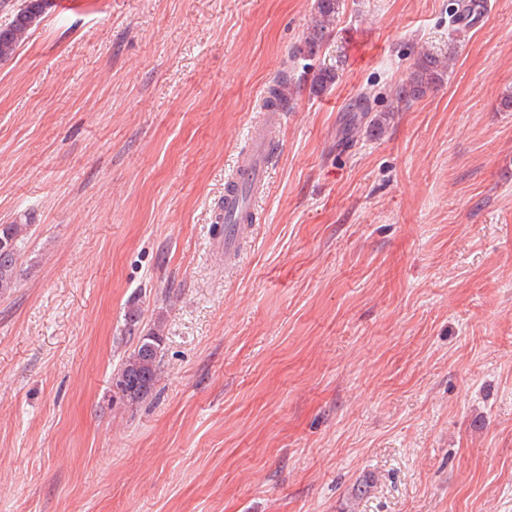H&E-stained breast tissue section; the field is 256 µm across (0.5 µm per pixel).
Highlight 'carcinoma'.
Returning <instances> with one entry per match:
<instances>
[{
  "label": "carcinoma",
  "mask_w": 512,
  "mask_h": 512,
  "mask_svg": "<svg viewBox=\"0 0 512 512\" xmlns=\"http://www.w3.org/2000/svg\"><path fill=\"white\" fill-rule=\"evenodd\" d=\"M44 0H21L14 11L6 35L0 37V61L14 56L17 49L39 26L46 6ZM341 8V0H316L315 14L309 32L297 47L303 56L316 55L329 39ZM456 57V45L448 43L444 50L417 54L410 64L406 79L395 90L396 106L407 105L424 97L430 90L440 86L447 78ZM339 79L338 70L322 67L311 78L312 92L321 94ZM298 87L281 72L270 89L275 99L284 106H291ZM30 233V225L14 222L0 224V294L16 287L19 275L21 248ZM142 310L132 307L125 318V333L137 339V343L117 369L120 383L116 389L120 400L133 405L147 398L158 380L164 350L162 324L157 322L147 333L140 331Z\"/></svg>",
  "instance_id": "cac0c4a2"
}]
</instances>
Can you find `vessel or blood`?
Here are the masks:
<instances>
[{"label":"vessel or blood","instance_id":"1","mask_svg":"<svg viewBox=\"0 0 512 512\" xmlns=\"http://www.w3.org/2000/svg\"><path fill=\"white\" fill-rule=\"evenodd\" d=\"M281 113L270 111L262 126L248 130V146L224 179V199L218 219L224 224V263L233 265L240 241L247 229L246 216L254 212L255 201L266 187V179L277 150Z\"/></svg>","mask_w":512,"mask_h":512}]
</instances>
